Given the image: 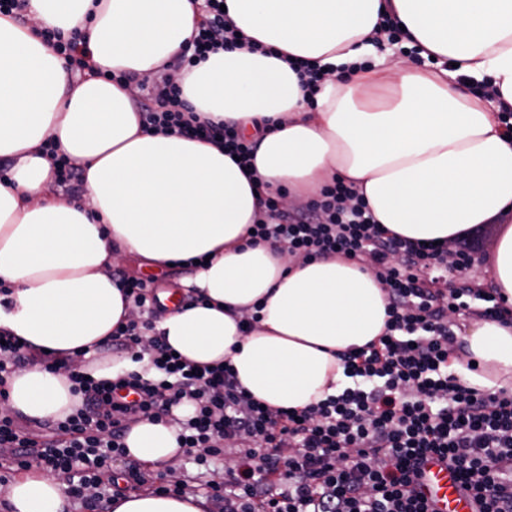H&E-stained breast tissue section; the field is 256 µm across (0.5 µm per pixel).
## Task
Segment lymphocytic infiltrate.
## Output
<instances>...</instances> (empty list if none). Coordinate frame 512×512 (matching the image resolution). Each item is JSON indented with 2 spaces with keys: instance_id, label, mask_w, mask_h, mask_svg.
I'll return each mask as SVG.
<instances>
[{
  "instance_id": "obj_1",
  "label": "lymphocytic infiltrate",
  "mask_w": 512,
  "mask_h": 512,
  "mask_svg": "<svg viewBox=\"0 0 512 512\" xmlns=\"http://www.w3.org/2000/svg\"><path fill=\"white\" fill-rule=\"evenodd\" d=\"M223 2L206 0L181 66L237 45ZM41 35L68 69L94 74L80 30L46 28ZM134 106L148 132L214 143L243 167L254 157V141L235 125L198 119L169 80L135 98ZM486 230L473 227L450 248L401 238L376 224L364 199L340 179L294 212L266 199L248 245L269 243L305 261L358 263L385 292L382 335L340 356L346 387L301 410L262 406L230 366H198L174 356L153 332L161 309L153 279L116 270L113 280L144 318L119 324L110 344L147 362L153 378L132 372L96 380L71 371L79 405L43 422L37 433L1 413L0 448L11 449L17 468L68 475L64 493L83 512H107L110 497L97 487L113 463L123 462L131 479L140 476L124 444L130 423L162 419L188 400L195 411L178 435L184 456L206 467L224 445L239 448L224 470L218 497L224 512H429L414 481L434 456L448 461L479 512H512V393L480 392L453 370L464 344L452 316L512 324V307L469 275L484 259Z\"/></svg>"
}]
</instances>
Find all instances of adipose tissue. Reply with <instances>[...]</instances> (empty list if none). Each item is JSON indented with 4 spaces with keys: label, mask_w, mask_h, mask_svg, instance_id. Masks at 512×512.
Here are the masks:
<instances>
[{
    "label": "adipose tissue",
    "mask_w": 512,
    "mask_h": 512,
    "mask_svg": "<svg viewBox=\"0 0 512 512\" xmlns=\"http://www.w3.org/2000/svg\"><path fill=\"white\" fill-rule=\"evenodd\" d=\"M239 47L192 68L176 58L195 36L203 0H27V23L0 14V331L66 367L35 363L9 381L0 410L56 419L80 402L68 364L94 378L137 370L98 355L137 309L107 274L123 260L166 269L205 255L177 286L204 303L166 312L155 330L186 359L229 362L240 385L274 407L302 409L336 393L339 353L380 336L385 293L340 259L302 262L247 230L273 197L293 205L336 179L352 184L376 221L403 238L449 243L512 206V138L496 115L512 105V0H224ZM401 45L377 30L381 15ZM82 29L97 76L73 78L43 28ZM327 69L307 94L295 61ZM112 79H104V72ZM125 81H118V74ZM167 75L204 120L255 135L250 172L197 139L144 132L132 99ZM483 84L479 99L457 76ZM84 172L73 200L53 191L45 140ZM512 305V226L487 259ZM257 323H250L253 313ZM455 372L482 391H512V325L470 320ZM133 422L125 444L146 467L179 460L178 420ZM12 512H64L62 486L39 468L15 478ZM202 496L133 490L110 512H210Z\"/></svg>",
    "instance_id": "obj_1"
}]
</instances>
